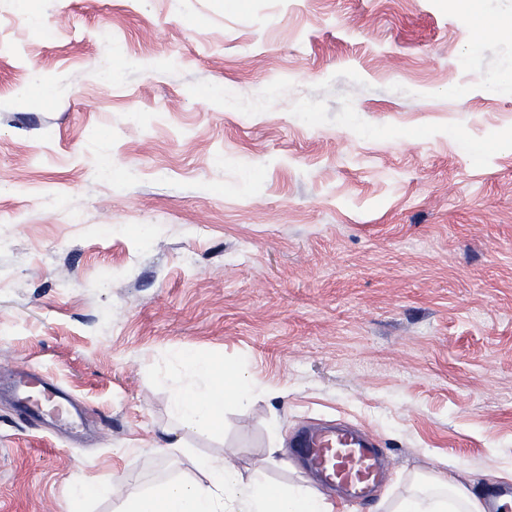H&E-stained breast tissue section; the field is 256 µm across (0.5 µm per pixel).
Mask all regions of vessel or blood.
Masks as SVG:
<instances>
[{
	"label": "vessel or blood",
	"mask_w": 512,
	"mask_h": 512,
	"mask_svg": "<svg viewBox=\"0 0 512 512\" xmlns=\"http://www.w3.org/2000/svg\"><path fill=\"white\" fill-rule=\"evenodd\" d=\"M14 391L30 420H42L53 409L60 418L68 416L69 394L60 385L25 372L16 379ZM297 447L311 475L357 504L368 501L387 474L376 442L345 424L307 429L299 435Z\"/></svg>",
	"instance_id": "1"
}]
</instances>
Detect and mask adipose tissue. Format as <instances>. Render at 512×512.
Segmentation results:
<instances>
[{"instance_id": "obj_1", "label": "adipose tissue", "mask_w": 512, "mask_h": 512, "mask_svg": "<svg viewBox=\"0 0 512 512\" xmlns=\"http://www.w3.org/2000/svg\"><path fill=\"white\" fill-rule=\"evenodd\" d=\"M185 375L171 393V413L187 427H224L227 404L249 402L255 390L238 367L180 355ZM201 478H168L124 501L116 512H334L316 487L273 484L263 469L242 475L227 463L207 459ZM414 492L386 502L383 512H485L482 499L465 483L436 469L417 477Z\"/></svg>"}]
</instances>
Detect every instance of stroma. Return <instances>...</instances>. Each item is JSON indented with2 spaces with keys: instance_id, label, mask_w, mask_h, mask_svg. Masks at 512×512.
Returning <instances> with one entry per match:
<instances>
[{
  "instance_id": "stroma-1",
  "label": "stroma",
  "mask_w": 512,
  "mask_h": 512,
  "mask_svg": "<svg viewBox=\"0 0 512 512\" xmlns=\"http://www.w3.org/2000/svg\"><path fill=\"white\" fill-rule=\"evenodd\" d=\"M177 352L251 378L222 432L172 417ZM22 367L90 432L0 395V512H115L274 443L300 482L295 433L336 421L393 467L336 512L443 464L500 486L512 0H0V385Z\"/></svg>"
}]
</instances>
